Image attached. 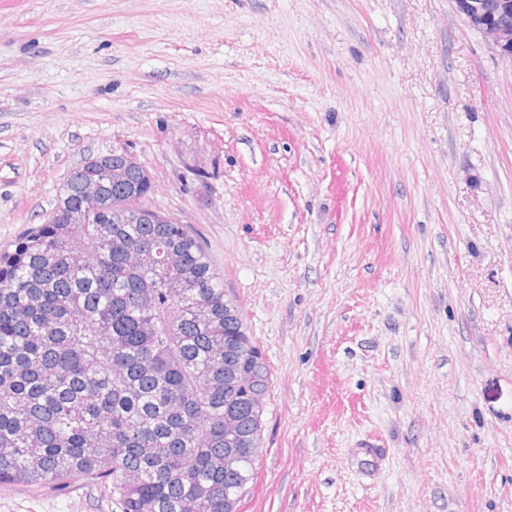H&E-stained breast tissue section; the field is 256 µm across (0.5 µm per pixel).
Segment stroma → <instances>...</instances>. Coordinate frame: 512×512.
Masks as SVG:
<instances>
[{
    "label": "stroma",
    "mask_w": 512,
    "mask_h": 512,
    "mask_svg": "<svg viewBox=\"0 0 512 512\" xmlns=\"http://www.w3.org/2000/svg\"><path fill=\"white\" fill-rule=\"evenodd\" d=\"M119 146L262 353L237 512H512V61L453 0H0V248Z\"/></svg>",
    "instance_id": "35a3bbf8"
}]
</instances>
